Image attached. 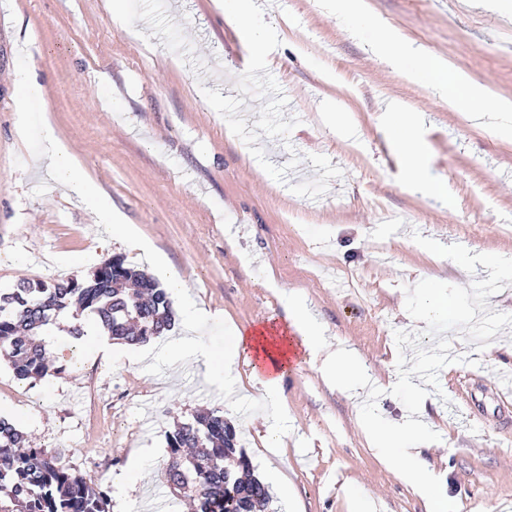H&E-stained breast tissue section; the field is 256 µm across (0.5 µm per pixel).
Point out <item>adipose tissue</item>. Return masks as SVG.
Instances as JSON below:
<instances>
[{
  "label": "adipose tissue",
  "mask_w": 512,
  "mask_h": 512,
  "mask_svg": "<svg viewBox=\"0 0 512 512\" xmlns=\"http://www.w3.org/2000/svg\"><path fill=\"white\" fill-rule=\"evenodd\" d=\"M215 9L225 22L239 31L244 45L255 63H265L271 53V45L259 27L251 21L252 0H214ZM418 67L414 72L427 85L447 89L454 87L456 95L448 101L449 107L460 104H476L477 117L483 126L503 136L512 135V101L499 97L490 89L473 85L444 60L418 55ZM393 114L400 121L399 128L389 129L388 135L397 151L404 158L406 180L423 185L432 195L440 194L441 186L426 180L424 174L425 144L420 135L421 121L417 113L402 104H394ZM38 168L47 173L66 192L80 199L94 214L97 223L106 225L111 233L122 237L128 248L138 251L149 264L165 288L180 300L176 316L179 333L151 347L144 353L150 357L166 356L177 362H187L194 367H209L210 352L198 337L195 327L203 317L202 310L186 291L183 272L160 259L152 245L120 223L112 205L87 177L69 145L52 126L43 130L42 150L36 159ZM234 353L241 356L251 369V376L261 386V397L269 404L266 416V447L278 448L288 430L287 405L282 395V381L290 367V355L300 347L312 355H324L325 365L333 379L347 382L350 386L363 383L365 374L352 362L350 352L339 350L327 353L326 338L316 319L307 307H293L286 326L275 325L273 320L260 321L251 333L235 332ZM374 440L379 442L384 457L397 465L401 478L415 486L423 498L438 504L444 497L431 471L424 465L421 449L431 447V434L414 423L392 427L375 420L370 424Z\"/></svg>",
  "instance_id": "ef3b65f1"
}]
</instances>
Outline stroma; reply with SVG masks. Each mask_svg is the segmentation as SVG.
Listing matches in <instances>:
<instances>
[{
  "label": "stroma",
  "mask_w": 512,
  "mask_h": 512,
  "mask_svg": "<svg viewBox=\"0 0 512 512\" xmlns=\"http://www.w3.org/2000/svg\"><path fill=\"white\" fill-rule=\"evenodd\" d=\"M366 4L360 15L254 0L275 37L259 68L211 0H124L118 20L109 0H0V289L85 280L116 255L146 267L34 168L49 124L210 314L198 328L209 384L166 359L132 363L123 343L108 356L70 345L74 321L91 320L74 302L53 322L69 348L61 372L32 385L0 358V410L25 444L64 452L106 490L108 512H180L187 498L164 482L166 436L217 408L269 487L266 512H357V492L376 512H428L362 430L418 415L423 393L437 435L422 458L444 477L446 512H512V399L495 395L512 374V278L453 264L460 250L512 262V139L407 78L413 58L399 73L376 48L387 25L512 99V0ZM23 66L44 101L20 113ZM393 102L422 117L426 176L447 198L405 184L385 135ZM431 275L467 321H415ZM292 296L330 346L358 355L374 392L328 384L320 359L297 351L282 383L285 445L266 448L267 407L247 367L225 372L224 354L233 330L285 321ZM396 372L413 390L387 391Z\"/></svg>",
  "instance_id": "1"
}]
</instances>
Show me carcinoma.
Wrapping results in <instances>:
<instances>
[{
	"label": "carcinoma",
	"mask_w": 512,
	"mask_h": 512,
	"mask_svg": "<svg viewBox=\"0 0 512 512\" xmlns=\"http://www.w3.org/2000/svg\"><path fill=\"white\" fill-rule=\"evenodd\" d=\"M97 316L112 340L144 343L169 331L171 300L151 274L121 256L93 277L65 283L27 281L0 294V357L17 379L32 383L56 370L42 332L71 298ZM167 483L196 503V512H264L268 487L253 473L235 428L220 410L198 415L167 436ZM0 512H108L95 480L76 475L60 453L22 444L19 430L0 419Z\"/></svg>",
	"instance_id": "cac0c4a2"
}]
</instances>
